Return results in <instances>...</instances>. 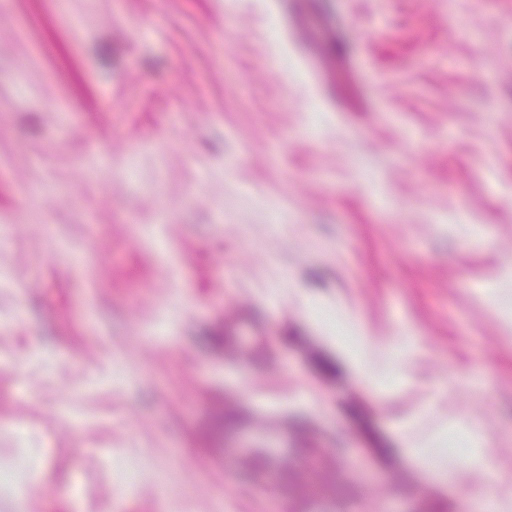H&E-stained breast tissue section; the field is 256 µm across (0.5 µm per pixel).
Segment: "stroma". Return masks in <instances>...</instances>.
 <instances>
[{
    "instance_id": "stroma-1",
    "label": "stroma",
    "mask_w": 512,
    "mask_h": 512,
    "mask_svg": "<svg viewBox=\"0 0 512 512\" xmlns=\"http://www.w3.org/2000/svg\"><path fill=\"white\" fill-rule=\"evenodd\" d=\"M471 421L512 472V0H0V512H458Z\"/></svg>"
}]
</instances>
